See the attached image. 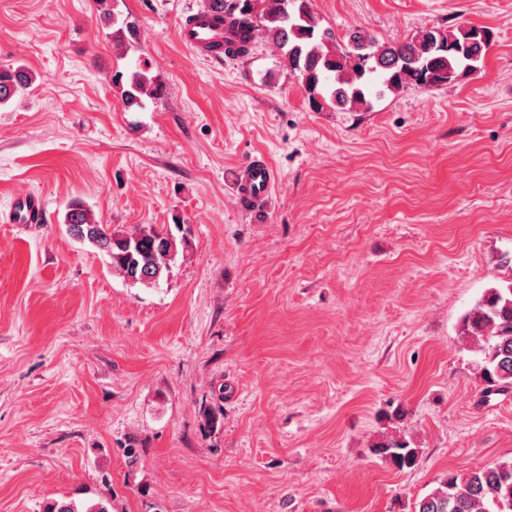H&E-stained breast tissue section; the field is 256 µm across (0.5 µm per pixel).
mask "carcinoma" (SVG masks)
Masks as SVG:
<instances>
[{"label":"carcinoma","instance_id":"cac0c4a2","mask_svg":"<svg viewBox=\"0 0 512 512\" xmlns=\"http://www.w3.org/2000/svg\"><path fill=\"white\" fill-rule=\"evenodd\" d=\"M224 13V24L235 36L225 48L231 57L248 54L261 32L300 80L309 100L329 102L342 110L367 108L372 90L397 93L409 86L431 89L477 70L494 34L486 27L456 26L420 31L409 42L380 45L355 30L347 34L350 50L337 45L335 31L321 25L313 0H208ZM97 10L112 24L119 39L137 42V24L111 15L108 0H95ZM31 75L22 68L0 69V105L27 92ZM160 86L141 69L132 72L121 90L126 108H140L143 97L158 95ZM64 224L74 238L96 248L124 280L153 287L169 275L179 253L176 237L154 224H141L130 233L101 224L79 202L65 207ZM461 333L479 355L478 377L487 396L512 388V284L484 291L462 319ZM372 453L403 470L415 465L419 449L401 437L384 438ZM414 512H512V460L466 474L448 475L416 502Z\"/></svg>","mask_w":512,"mask_h":512}]
</instances>
